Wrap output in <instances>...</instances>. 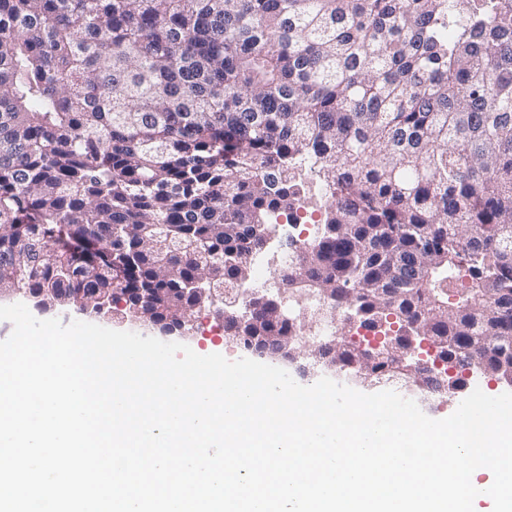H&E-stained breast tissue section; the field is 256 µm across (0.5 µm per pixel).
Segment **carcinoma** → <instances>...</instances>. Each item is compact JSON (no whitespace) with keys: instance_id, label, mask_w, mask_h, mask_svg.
<instances>
[{"instance_id":"1","label":"carcinoma","mask_w":512,"mask_h":512,"mask_svg":"<svg viewBox=\"0 0 512 512\" xmlns=\"http://www.w3.org/2000/svg\"><path fill=\"white\" fill-rule=\"evenodd\" d=\"M305 160L330 200L285 279L353 316L311 359L512 378V0H0V295L219 319Z\"/></svg>"}]
</instances>
